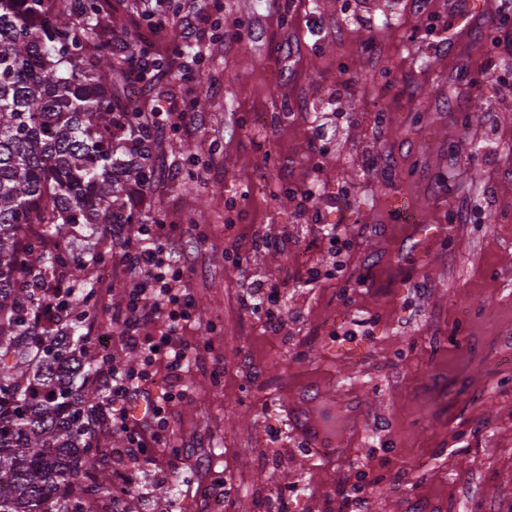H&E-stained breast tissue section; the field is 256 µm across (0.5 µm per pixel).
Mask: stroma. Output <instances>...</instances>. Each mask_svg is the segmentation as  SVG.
<instances>
[{
	"mask_svg": "<svg viewBox=\"0 0 512 512\" xmlns=\"http://www.w3.org/2000/svg\"><path fill=\"white\" fill-rule=\"evenodd\" d=\"M398 2L390 13L389 0H211L197 24L208 55L192 67L154 41L164 68L132 103L195 109L205 126L192 139L160 130L157 180L138 203L192 250L180 338L196 362L185 396L164 405L170 444L141 471L116 454L122 432L97 429L107 469L138 476L141 512H210L204 483L222 512H269L270 490L300 477L309 491L290 512H354L359 492L382 512H512V72L495 83L474 49L500 0L467 20L459 0H426L423 14ZM478 108L495 110L494 126ZM323 112L336 131L318 156ZM373 156L384 164L370 171ZM397 197L446 235L415 239L393 220ZM319 216L350 251L317 237ZM94 244L111 271L90 278L98 312L83 331L111 335L109 355L138 367L114 316L116 286L139 278L120 244ZM264 279L281 290L279 331L240 307ZM310 382L312 420L342 437L330 458L307 453L284 409Z\"/></svg>",
	"mask_w": 512,
	"mask_h": 512,
	"instance_id": "35a3bbf8",
	"label": "stroma"
}]
</instances>
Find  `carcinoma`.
Wrapping results in <instances>:
<instances>
[{
  "label": "carcinoma",
  "instance_id": "carcinoma-1",
  "mask_svg": "<svg viewBox=\"0 0 512 512\" xmlns=\"http://www.w3.org/2000/svg\"><path fill=\"white\" fill-rule=\"evenodd\" d=\"M118 26L110 0H0V512H139L103 471L102 359L78 333L107 253L67 236L143 223L133 196L155 181L154 126L114 92L144 66L134 39L112 53ZM59 278L80 295L49 296Z\"/></svg>",
  "mask_w": 512,
  "mask_h": 512
}]
</instances>
